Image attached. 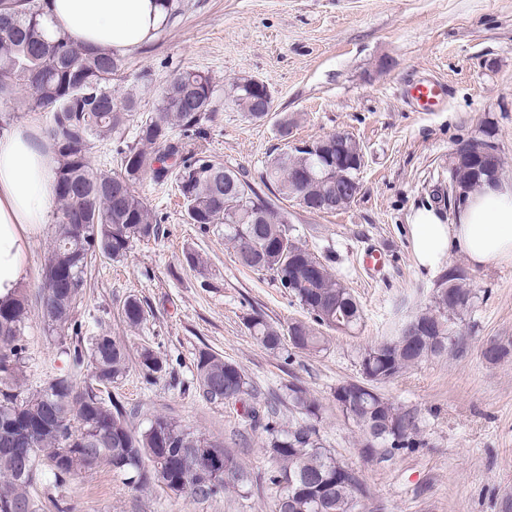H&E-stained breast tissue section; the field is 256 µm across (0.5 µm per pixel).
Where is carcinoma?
I'll use <instances>...</instances> for the list:
<instances>
[{"mask_svg":"<svg viewBox=\"0 0 512 512\" xmlns=\"http://www.w3.org/2000/svg\"><path fill=\"white\" fill-rule=\"evenodd\" d=\"M46 2L0 0V100L21 86L31 90L24 102L30 112H48L45 133L56 159L54 195L57 217L51 247L42 266L37 300L48 335L72 357L75 371L48 378L33 388L25 383V347L20 343L28 319L27 297L19 292L0 303V512H71L65 500L33 495L39 485L59 489L101 463L132 487L160 488L192 501H208L226 492H248L250 474L224 442L158 414L148 426L132 425L137 412L112 395V385L129 372L125 346L108 334L89 346L65 334L87 288L90 260L98 255L120 262L133 244L156 239L161 219L137 191L145 177L165 185L175 181L189 223L207 230L224 225V239L238 261L273 279L309 315L282 329L260 311L246 328L265 349L278 352L284 341L301 351L324 350L321 329L346 333L358 327L363 310L351 289L328 264L303 246L288 213L280 206L294 200L316 214L336 212L359 191L352 163L359 141L321 139L291 151L269 154L259 181L215 161L198 147L203 123L215 117L218 89L209 74L185 70L171 77L153 112L140 113L134 93H112V80L125 58L107 49L91 51L59 30L47 33ZM224 97L255 121L273 107L271 92L247 77L234 79ZM135 131L133 143L124 140ZM113 142L120 154L118 173L92 167L93 149ZM454 177L464 192L499 175L465 157L456 159ZM477 294L461 266L441 274L429 308L402 322L396 334L366 347L360 356L361 379L336 387L334 400L343 416L361 431L360 454L367 460H391L419 436L416 414L379 392V385L403 369L453 351L465 336L455 318L472 308ZM144 302L130 296L122 306L131 328L146 321ZM490 362L507 355L497 340L482 344ZM143 377L167 372L168 359L152 347L138 355ZM198 396L211 405L250 399L244 411L251 428L264 436L274 463L265 482L274 491L273 512H359L370 490L360 470L325 448L320 434L322 405L299 382L283 394L260 401L240 366L199 352L195 363ZM304 415L280 417L282 401Z\"/></svg>","mask_w":512,"mask_h":512,"instance_id":"obj_1","label":"carcinoma"}]
</instances>
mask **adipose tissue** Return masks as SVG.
Listing matches in <instances>:
<instances>
[{
    "label": "adipose tissue",
    "instance_id": "adipose-tissue-1",
    "mask_svg": "<svg viewBox=\"0 0 512 512\" xmlns=\"http://www.w3.org/2000/svg\"><path fill=\"white\" fill-rule=\"evenodd\" d=\"M164 17L160 0H49L47 25L83 46L125 53L150 41ZM54 167L47 138L33 127L0 133L2 302L10 301L25 279L27 241L53 209ZM412 225L422 264L436 265L454 249L478 266L512 262V184L490 181L468 193L449 221L426 208L415 213Z\"/></svg>",
    "mask_w": 512,
    "mask_h": 512
}]
</instances>
